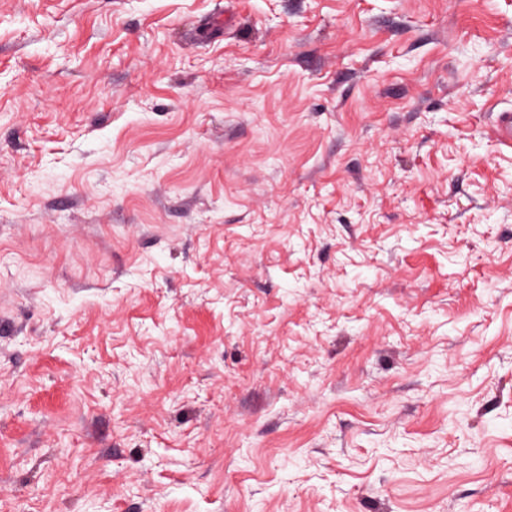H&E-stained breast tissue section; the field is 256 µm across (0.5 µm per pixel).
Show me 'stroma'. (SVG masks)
Masks as SVG:
<instances>
[{"mask_svg":"<svg viewBox=\"0 0 512 512\" xmlns=\"http://www.w3.org/2000/svg\"><path fill=\"white\" fill-rule=\"evenodd\" d=\"M512 0H0V512H512Z\"/></svg>","mask_w":512,"mask_h":512,"instance_id":"stroma-1","label":"stroma"}]
</instances>
